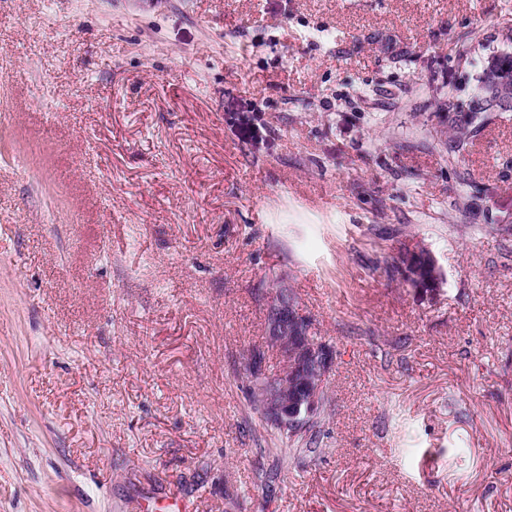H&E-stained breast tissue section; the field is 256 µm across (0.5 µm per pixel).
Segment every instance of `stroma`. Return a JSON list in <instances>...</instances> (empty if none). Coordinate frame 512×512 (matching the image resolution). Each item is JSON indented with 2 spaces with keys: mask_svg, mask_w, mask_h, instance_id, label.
Here are the masks:
<instances>
[{
  "mask_svg": "<svg viewBox=\"0 0 512 512\" xmlns=\"http://www.w3.org/2000/svg\"><path fill=\"white\" fill-rule=\"evenodd\" d=\"M512 0H0V512H512ZM472 40L459 59L461 37ZM435 255L423 299L383 269ZM288 274L336 363L245 362ZM485 81L483 91L475 100L486 101L491 104L489 107H465L463 103L448 96V103L441 107L442 111L448 112V127L455 132L457 147L463 148L467 144L473 128L483 112H512V81L504 76L498 69V58L490 56L485 62ZM395 254L397 265L400 269L401 280L414 290L418 287L415 281L403 280V278H420L423 273L425 287L416 291L422 296H433L443 283V273L433 253L422 243L408 240L399 245ZM423 262L420 269L418 263ZM262 300L266 340L280 357L282 369L274 377L266 378L265 354L260 350L252 351L250 356L256 353L264 363L259 367L249 356L245 369L251 381V371L260 375L255 391L269 422L282 431L297 432L310 422L320 402L322 406L324 382L336 363V352L324 343L311 341V320L302 313L287 274H281L268 289H262Z\"/></svg>",
  "mask_w": 512,
  "mask_h": 512,
  "instance_id": "1",
  "label": "stroma"
}]
</instances>
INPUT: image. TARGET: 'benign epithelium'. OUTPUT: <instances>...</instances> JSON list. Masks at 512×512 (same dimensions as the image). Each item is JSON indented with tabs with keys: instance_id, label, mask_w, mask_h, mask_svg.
Segmentation results:
<instances>
[{
	"instance_id": "benign-epithelium-1",
	"label": "benign epithelium",
	"mask_w": 512,
	"mask_h": 512,
	"mask_svg": "<svg viewBox=\"0 0 512 512\" xmlns=\"http://www.w3.org/2000/svg\"><path fill=\"white\" fill-rule=\"evenodd\" d=\"M478 101L491 104L495 112H512V83L498 69V58L485 62V81ZM395 259L403 278H424L422 296L436 294L443 273L433 253L422 243L408 240L399 245ZM264 327L267 343L282 361L281 371L268 378L264 367L249 360V367L260 375L256 393L262 413L283 431L297 432L316 414L324 382L336 363L330 346L310 339L311 320L302 313L299 299L282 274L262 290Z\"/></svg>"
}]
</instances>
